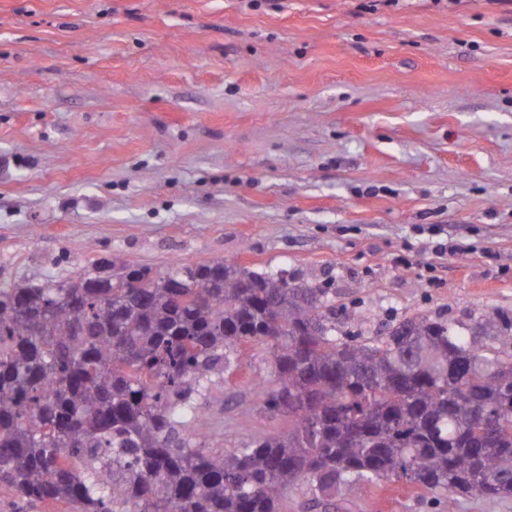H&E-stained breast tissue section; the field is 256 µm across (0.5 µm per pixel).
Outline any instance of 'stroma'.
<instances>
[{"label": "stroma", "instance_id": "obj_1", "mask_svg": "<svg viewBox=\"0 0 512 512\" xmlns=\"http://www.w3.org/2000/svg\"><path fill=\"white\" fill-rule=\"evenodd\" d=\"M216 257L333 289L348 336L512 319V0H0V286ZM264 352L190 436L287 432ZM336 512L512 498L388 479Z\"/></svg>", "mask_w": 512, "mask_h": 512}]
</instances>
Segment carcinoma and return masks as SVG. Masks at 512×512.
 <instances>
[{"instance_id": "1", "label": "carcinoma", "mask_w": 512, "mask_h": 512, "mask_svg": "<svg viewBox=\"0 0 512 512\" xmlns=\"http://www.w3.org/2000/svg\"><path fill=\"white\" fill-rule=\"evenodd\" d=\"M477 328L417 313L344 338L331 289L223 258L15 283L0 288V485L78 512H280L302 482L331 505L393 477L450 504L508 499L512 320ZM249 343L288 432L195 447L186 431Z\"/></svg>"}]
</instances>
